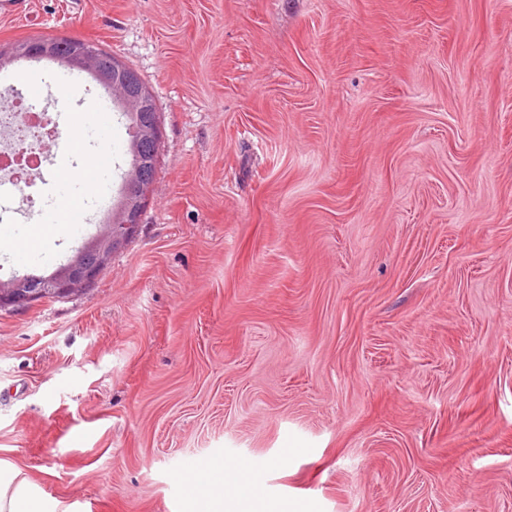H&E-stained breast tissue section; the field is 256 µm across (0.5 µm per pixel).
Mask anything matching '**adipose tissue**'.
<instances>
[{"mask_svg": "<svg viewBox=\"0 0 512 512\" xmlns=\"http://www.w3.org/2000/svg\"><path fill=\"white\" fill-rule=\"evenodd\" d=\"M184 512H290L289 503L264 496L258 476L244 464L212 463L186 470ZM0 512H59L37 497L17 470L0 467Z\"/></svg>", "mask_w": 512, "mask_h": 512, "instance_id": "ef3b65f1", "label": "adipose tissue"}]
</instances>
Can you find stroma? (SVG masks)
Returning a JSON list of instances; mask_svg holds the SVG:
<instances>
[{
    "instance_id": "obj_1",
    "label": "stroma",
    "mask_w": 512,
    "mask_h": 512,
    "mask_svg": "<svg viewBox=\"0 0 512 512\" xmlns=\"http://www.w3.org/2000/svg\"><path fill=\"white\" fill-rule=\"evenodd\" d=\"M159 113L137 233L91 290L0 311V460L70 512H183L247 462L304 512H512V0H8ZM57 106L98 108L88 80ZM55 196L0 189V281Z\"/></svg>"
}]
</instances>
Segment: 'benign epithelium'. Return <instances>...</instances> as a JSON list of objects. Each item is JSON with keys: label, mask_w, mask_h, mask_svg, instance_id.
<instances>
[{"label": "benign epithelium", "mask_w": 512, "mask_h": 512, "mask_svg": "<svg viewBox=\"0 0 512 512\" xmlns=\"http://www.w3.org/2000/svg\"><path fill=\"white\" fill-rule=\"evenodd\" d=\"M54 44L55 39L44 38L29 44L15 56L39 57L49 53ZM69 63L100 78L107 85L112 99L121 105L122 111L143 113V122L138 129L140 156L123 178L121 196L126 203L118 216V223L101 225L93 246L71 261L59 280H54L52 273H29L0 282V310H18L43 300L45 293L36 285L39 280L57 282L54 296L58 299L76 296L95 287L112 255L121 250L136 233L147 193L156 177L161 131L155 103L144 82L121 62L76 40L72 41Z\"/></svg>", "instance_id": "7a95c632"}]
</instances>
